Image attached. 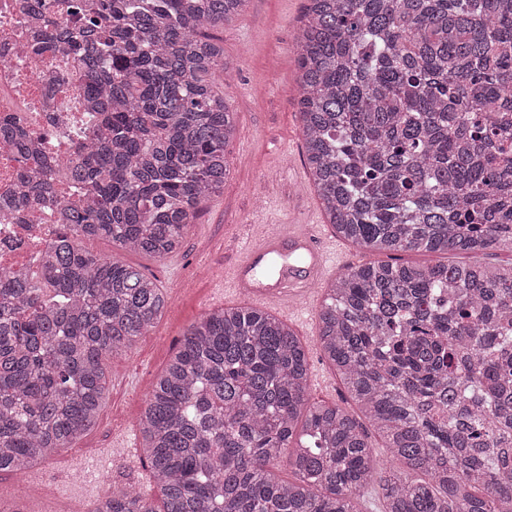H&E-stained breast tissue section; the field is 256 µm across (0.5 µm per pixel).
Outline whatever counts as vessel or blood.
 Segmentation results:
<instances>
[{
	"instance_id": "obj_1",
	"label": "vessel or blood",
	"mask_w": 512,
	"mask_h": 512,
	"mask_svg": "<svg viewBox=\"0 0 512 512\" xmlns=\"http://www.w3.org/2000/svg\"><path fill=\"white\" fill-rule=\"evenodd\" d=\"M245 244L224 263L225 286L246 292L261 307L302 315L313 284L336 269L332 240L312 224H251Z\"/></svg>"
}]
</instances>
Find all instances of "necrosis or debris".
<instances>
[{
    "instance_id": "1",
    "label": "necrosis or debris",
    "mask_w": 512,
    "mask_h": 512,
    "mask_svg": "<svg viewBox=\"0 0 512 512\" xmlns=\"http://www.w3.org/2000/svg\"><path fill=\"white\" fill-rule=\"evenodd\" d=\"M22 0H0V122L26 125L35 154L70 156L95 132L93 106L83 92L84 63L66 51L28 56L29 18ZM57 213L32 208L0 213V270L21 272L41 260L55 241Z\"/></svg>"
}]
</instances>
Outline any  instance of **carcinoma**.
I'll return each mask as SVG.
<instances>
[{
    "label": "carcinoma",
    "instance_id": "cac0c4a2",
    "mask_svg": "<svg viewBox=\"0 0 512 512\" xmlns=\"http://www.w3.org/2000/svg\"><path fill=\"white\" fill-rule=\"evenodd\" d=\"M245 0H80L32 52L88 65L104 131L60 165L81 188L36 275L0 271V474L68 448L98 418L107 356L129 351L170 294L109 239L163 260L224 194L234 112L211 33ZM303 154L336 234L374 253L512 252V0H306L296 42ZM24 163L28 137L4 130ZM50 189L21 173L10 206ZM321 351L384 438L310 400L305 346L252 307L183 334L138 427L154 496L112 485L90 512H512V262L368 261L331 282ZM288 454L293 479L273 466ZM420 473L424 479L415 480ZM482 490L481 494L471 489Z\"/></svg>",
    "mask_w": 512,
    "mask_h": 512
}]
</instances>
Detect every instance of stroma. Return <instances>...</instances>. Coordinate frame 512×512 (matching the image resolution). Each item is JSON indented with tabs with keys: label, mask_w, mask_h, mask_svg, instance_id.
Returning <instances> with one entry per match:
<instances>
[{
	"label": "stroma",
	"mask_w": 512,
	"mask_h": 512,
	"mask_svg": "<svg viewBox=\"0 0 512 512\" xmlns=\"http://www.w3.org/2000/svg\"><path fill=\"white\" fill-rule=\"evenodd\" d=\"M305 0H246L240 15L216 30L224 42V99L233 110L237 133L229 146V176L221 197L205 203L181 247L155 261L123 253L125 262L145 267L177 300L155 327L126 354L106 361L108 391L96 425L55 459L38 464L40 480L0 475V507L24 500L28 512H68L74 492L86 501L104 496L105 486L144 487L147 472L130 468L122 446L139 442L138 420L153 384L186 329L211 309L246 305L248 299L219 278L198 273L200 265L221 270L226 246L242 224H321L320 209L302 156L298 113L299 71L295 50ZM318 316L309 313L294 329L307 347L311 401L355 412L335 369L318 347ZM89 448L112 449V466L102 486L74 489L61 460Z\"/></svg>",
	"instance_id": "1"
}]
</instances>
